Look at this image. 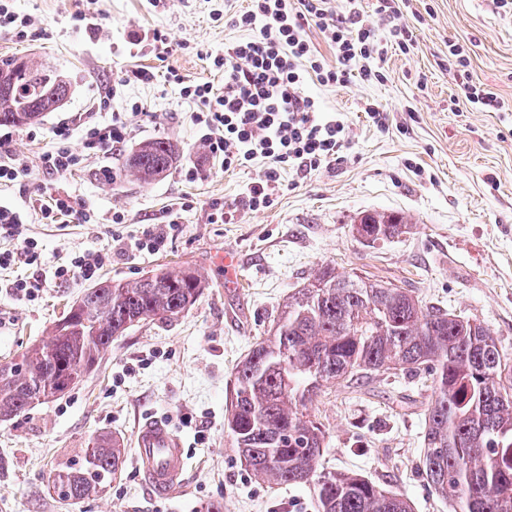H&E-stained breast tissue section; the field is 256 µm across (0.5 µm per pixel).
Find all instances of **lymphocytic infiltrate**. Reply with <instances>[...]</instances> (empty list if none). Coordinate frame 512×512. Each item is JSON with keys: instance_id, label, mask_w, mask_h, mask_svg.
<instances>
[{"instance_id": "lymphocytic-infiltrate-1", "label": "lymphocytic infiltrate", "mask_w": 512, "mask_h": 512, "mask_svg": "<svg viewBox=\"0 0 512 512\" xmlns=\"http://www.w3.org/2000/svg\"><path fill=\"white\" fill-rule=\"evenodd\" d=\"M377 2L378 15L391 24L385 36L358 6L341 12L335 0H252L248 9L230 14L231 25L247 37L213 60L224 73L223 93H214L207 82L183 87L182 93L203 106L193 120L207 155L228 170L266 161L265 178L252 184L244 206L269 207L281 169L311 171L339 160L350 128L322 114L303 86L311 76L325 86L347 84L354 76L378 80L388 45L409 51L413 36L398 22L399 0ZM310 27L334 50L335 65H326L307 39ZM22 224L20 214L0 207V235L22 241L19 251L0 252V269L38 258V243L23 236Z\"/></svg>"}]
</instances>
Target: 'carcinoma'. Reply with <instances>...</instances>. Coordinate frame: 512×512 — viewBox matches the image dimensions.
<instances>
[{
    "label": "carcinoma",
    "instance_id": "carcinoma-1",
    "mask_svg": "<svg viewBox=\"0 0 512 512\" xmlns=\"http://www.w3.org/2000/svg\"><path fill=\"white\" fill-rule=\"evenodd\" d=\"M0 125L55 111L71 89L60 73L25 59L0 67ZM168 138L143 142L126 175L150 183L176 160ZM406 217L364 212L351 232L362 243L406 232ZM190 268L161 266L132 281L93 285L54 323L47 341L0 364V417L60 396L129 327L178 317L203 294ZM399 371L432 377L424 435L429 485L454 512H512V365L480 321L422 304L415 292L326 265L283 305L272 334L238 365L224 426L251 474L271 485L310 486L318 512H411L407 500L360 475L320 470L325 430L310 408L322 388L358 375ZM125 449L107 435L56 472L65 500L99 494L121 471Z\"/></svg>",
    "mask_w": 512,
    "mask_h": 512
}]
</instances>
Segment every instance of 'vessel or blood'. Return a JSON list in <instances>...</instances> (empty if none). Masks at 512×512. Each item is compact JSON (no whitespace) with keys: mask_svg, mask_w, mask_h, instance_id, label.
<instances>
[{"mask_svg":"<svg viewBox=\"0 0 512 512\" xmlns=\"http://www.w3.org/2000/svg\"><path fill=\"white\" fill-rule=\"evenodd\" d=\"M134 448L144 483L159 497H171L188 462L183 438L167 422L153 418L138 424Z\"/></svg>","mask_w":512,"mask_h":512,"instance_id":"obj_1","label":"vessel or blood"}]
</instances>
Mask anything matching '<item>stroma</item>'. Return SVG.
Listing matches in <instances>:
<instances>
[{
    "label": "stroma",
    "instance_id": "stroma-1",
    "mask_svg": "<svg viewBox=\"0 0 512 512\" xmlns=\"http://www.w3.org/2000/svg\"><path fill=\"white\" fill-rule=\"evenodd\" d=\"M249 0H12L32 16L27 38L0 30V65L29 56L70 77L72 94L39 122L12 128L11 149L32 172L0 185V207L22 213L24 233L39 257L0 270V363L46 341L53 323L85 288L83 281L49 278L72 255L98 251L102 279L129 281L157 266L198 271L208 286L178 317L128 329L74 389L0 418V512H316L312 489L268 486L241 462L224 429L234 375L251 345L271 333L295 288L322 265L356 271L413 289L424 304L478 319L512 359V0H411L401 21L413 33L409 53L388 50L384 81L324 86L304 92L322 111L351 128L341 161L312 172L282 170L273 203L261 210L241 198L265 165L224 170L209 158L192 120L198 104L182 85L207 82L223 90L211 66L225 46L244 39L225 25L224 7ZM84 12L94 27L75 19ZM153 30L168 50L133 52L135 35ZM463 49L473 84L497 94L502 111L475 109L448 67V47ZM155 75L132 80L134 68ZM107 107H100V100ZM387 112L378 127L365 109ZM97 123L127 116L128 136L111 155L85 154L81 113ZM69 123L71 149L81 162L69 173L45 175L36 166L53 149L54 131ZM166 137L179 147L172 168L144 184L123 177L129 153ZM197 169L187 179L186 167ZM70 197L75 215L45 223L41 207ZM229 220L214 224V205ZM395 211L407 233L365 244L351 226L365 211ZM124 220L116 224L113 214ZM178 215L180 229L165 250L138 253L130 241L148 224ZM233 251L235 276L221 257ZM19 278L44 279L34 297L16 294ZM432 396L428 375L384 374L339 380L317 397L312 412L326 432L322 467L356 473L402 495L412 512H453L429 486L423 467L425 419ZM168 421L186 440L183 490L154 496L125 458L105 492L85 501L58 499L54 474L77 459L95 436L111 433L132 445L138 422Z\"/></svg>",
    "mask_w": 512,
    "mask_h": 512
}]
</instances>
